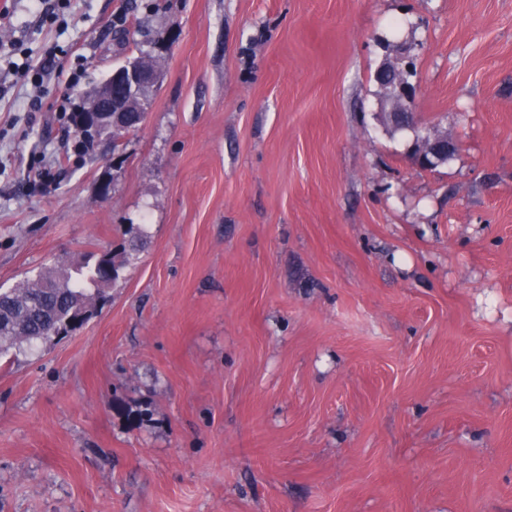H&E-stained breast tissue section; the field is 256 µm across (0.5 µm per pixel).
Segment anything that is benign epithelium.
Wrapping results in <instances>:
<instances>
[{"label": "benign epithelium", "instance_id": "obj_1", "mask_svg": "<svg viewBox=\"0 0 512 512\" xmlns=\"http://www.w3.org/2000/svg\"><path fill=\"white\" fill-rule=\"evenodd\" d=\"M409 48L400 46L377 68L376 82L382 88L378 103L383 124L393 130L414 133L410 162L422 169H431L448 161L454 145L432 126L419 124L411 109L415 86L399 73L412 68ZM158 78L156 58L149 54L125 61L88 94L81 127L91 130L93 137L110 136L117 140L136 128L143 118L142 95Z\"/></svg>", "mask_w": 512, "mask_h": 512}]
</instances>
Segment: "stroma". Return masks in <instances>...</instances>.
I'll return each mask as SVG.
<instances>
[{
  "label": "stroma",
  "instance_id": "obj_1",
  "mask_svg": "<svg viewBox=\"0 0 512 512\" xmlns=\"http://www.w3.org/2000/svg\"><path fill=\"white\" fill-rule=\"evenodd\" d=\"M1 10L0 288L126 263L0 355V512H512V0ZM55 43L78 86L10 72ZM402 43L432 169L377 116ZM140 50L143 123L83 146L60 97Z\"/></svg>",
  "mask_w": 512,
  "mask_h": 512
}]
</instances>
